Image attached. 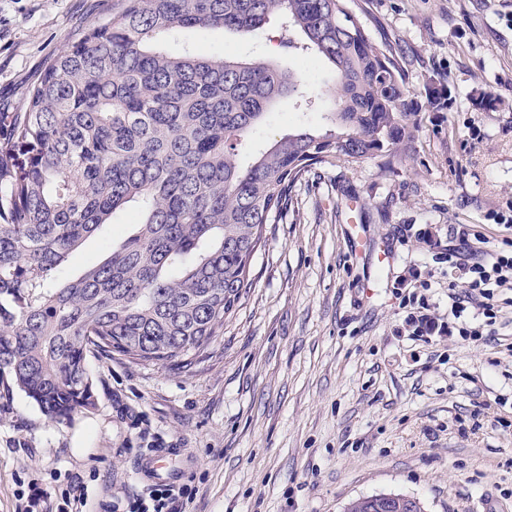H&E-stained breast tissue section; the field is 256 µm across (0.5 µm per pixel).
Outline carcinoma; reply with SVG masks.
<instances>
[{
	"instance_id": "1",
	"label": "carcinoma",
	"mask_w": 512,
	"mask_h": 512,
	"mask_svg": "<svg viewBox=\"0 0 512 512\" xmlns=\"http://www.w3.org/2000/svg\"><path fill=\"white\" fill-rule=\"evenodd\" d=\"M350 0H126L45 69L24 112L0 113V383L62 423L95 405L88 354L190 367L254 285L251 263L292 188L331 159L390 170L422 112L392 49ZM334 67L331 128L240 151L267 106L309 99L278 65L168 50L195 29L252 33ZM142 220L109 256L54 286L58 268L129 204Z\"/></svg>"
}]
</instances>
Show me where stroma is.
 Masks as SVG:
<instances>
[{
	"label": "stroma",
	"mask_w": 512,
	"mask_h": 512,
	"mask_svg": "<svg viewBox=\"0 0 512 512\" xmlns=\"http://www.w3.org/2000/svg\"><path fill=\"white\" fill-rule=\"evenodd\" d=\"M123 0H0V113L25 111L48 64ZM376 44L391 46L416 97L450 86L393 170L335 160L296 184L267 227L254 286L224 335L187 370L88 356L95 408L48 419L0 384V512L29 490L59 497L79 480L90 512L110 488L134 489L144 448H178L171 465L197 494L186 512H345L356 499L403 494L425 512H512V307L494 340L411 339L400 306L410 271L448 314L456 228L512 240V0H352ZM203 54L300 69L314 97L339 79L314 55L288 52L276 22L251 35L187 37ZM496 107L480 106L485 93ZM258 149L289 132L326 130L321 109L281 97ZM141 219L122 211L61 267L77 278L107 256L105 238Z\"/></svg>",
	"instance_id": "35a3bbf8"
}]
</instances>
